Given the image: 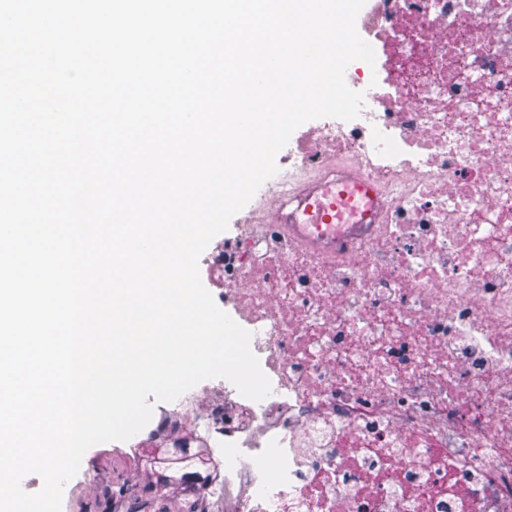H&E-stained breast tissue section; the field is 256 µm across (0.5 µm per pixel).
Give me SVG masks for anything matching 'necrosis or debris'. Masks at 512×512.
I'll return each mask as SVG.
<instances>
[{"mask_svg": "<svg viewBox=\"0 0 512 512\" xmlns=\"http://www.w3.org/2000/svg\"><path fill=\"white\" fill-rule=\"evenodd\" d=\"M365 106L203 260L272 391L195 419L231 512H512V0H373Z\"/></svg>", "mask_w": 512, "mask_h": 512, "instance_id": "necrosis-or-debris-1", "label": "necrosis or debris"}]
</instances>
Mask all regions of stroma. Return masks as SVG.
Listing matches in <instances>:
<instances>
[{
  "mask_svg": "<svg viewBox=\"0 0 512 512\" xmlns=\"http://www.w3.org/2000/svg\"><path fill=\"white\" fill-rule=\"evenodd\" d=\"M176 402L156 404L146 432L151 448H134L131 441L99 443L83 456L77 475L65 486L62 512H225L223 503L202 491L188 495L166 492L146 495L142 465L146 456L159 454L170 437L168 419Z\"/></svg>",
  "mask_w": 512,
  "mask_h": 512,
  "instance_id": "stroma-1",
  "label": "stroma"
}]
</instances>
